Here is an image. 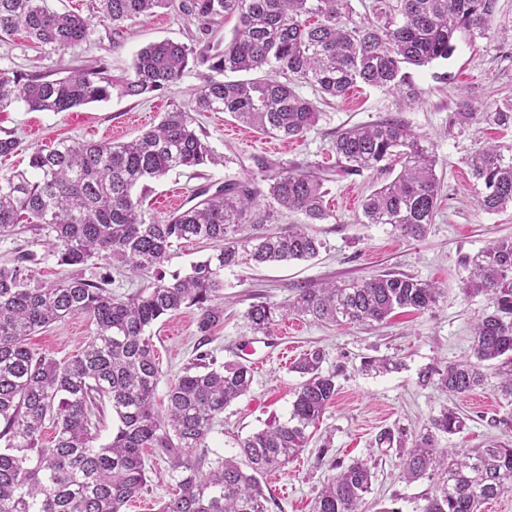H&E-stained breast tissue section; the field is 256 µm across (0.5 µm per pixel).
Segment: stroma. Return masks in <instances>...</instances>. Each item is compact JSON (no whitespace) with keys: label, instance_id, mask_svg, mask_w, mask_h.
I'll list each match as a JSON object with an SVG mask.
<instances>
[{"label":"stroma","instance_id":"obj_1","mask_svg":"<svg viewBox=\"0 0 512 512\" xmlns=\"http://www.w3.org/2000/svg\"><path fill=\"white\" fill-rule=\"evenodd\" d=\"M96 0H46L48 8L74 12L88 18L91 33L78 45L54 50L37 48L24 33L0 39V69L41 73L58 78L72 68L107 63L114 77L129 71L136 52L162 40L194 43L199 26L193 18L160 9L144 20L113 30L96 13ZM446 60L411 68L419 90L414 101L365 85L353 87L341 99L322 105V115L303 139L283 140L263 134L224 112L198 114L196 123L221 161L216 165L169 172L150 182L144 208L150 216L164 219L169 208L159 202L175 197V206L187 208L193 194L209 184L227 180L259 179L291 167H320L329 178L326 197L334 214L326 224L313 225L324 244L318 257L260 267H237L224 273V323L208 344H201L196 313L185 309L160 319L148 330L161 372L156 391L157 406H164L170 383L208 352L218 362L238 360L252 368L251 391L225 409L209 434L212 452L222 456L238 453L237 443L247 435L285 421L294 392L302 381L293 366L312 349H323L324 369L338 370L339 391L334 404L313 429L307 447L284 469L267 474L262 484L273 500L271 512H312L314 498L331 476V463L357 461L374 466L376 478L366 497L367 512H380L394 504L401 512H419L432 481L412 483L400 477V451L377 446L385 430L406 432L413 437L428 426L432 416L451 406L465 419L464 429L454 435H439L438 444L450 448H478L503 435L498 418L512 415V402L497 390L498 378L489 375L486 384L461 397H448L436 386L418 382L422 370L445 367L472 355L473 325L487 312L485 295H465L461 289L468 276L465 257L474 255L491 241L512 237V210L488 213L476 199L482 190L464 163L465 156L489 142L512 145V128L501 129L480 121L464 129L450 128L460 97H469L475 110H491L504 98H512V0H498L486 37L457 38ZM198 70H186L179 84L161 95L129 97L113 93L105 101L67 112H36L23 102L0 111V132L9 131L21 142L17 152L0 157V172L28 165V147L50 146L62 139L78 142L127 141L157 124L163 112L187 102L200 85ZM397 118L432 145L436 174L442 183V203L425 237L403 240L388 226L361 221L360 200L380 180L376 174H340L332 143L339 129ZM34 254L40 277L55 282L69 275L49 255L47 239L34 231L0 237V262ZM386 272L407 274L440 285L444 295L429 311L396 310L386 324L369 328L328 326L291 315L279 320L268 334L253 333L243 314L253 298L281 302L297 287L348 281ZM85 279L109 281L114 295L126 296L146 288L149 278L95 259L84 268ZM94 326L84 316H73L37 329L29 347L65 361L81 350ZM287 349V360L278 352ZM393 356L398 369L374 374L363 371L367 357ZM327 456H320L322 445ZM144 457L149 488L126 507L125 512H154L161 499L169 497L176 482L168 465L152 450Z\"/></svg>","mask_w":512,"mask_h":512}]
</instances>
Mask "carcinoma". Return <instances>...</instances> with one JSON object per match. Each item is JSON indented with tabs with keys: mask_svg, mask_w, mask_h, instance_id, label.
<instances>
[{
	"mask_svg": "<svg viewBox=\"0 0 512 512\" xmlns=\"http://www.w3.org/2000/svg\"><path fill=\"white\" fill-rule=\"evenodd\" d=\"M496 4L371 0L368 15L356 20L351 0H99L100 17L115 28L173 8L199 22L201 37L194 46L168 40L141 48L131 71L117 80L104 63L55 79L0 69V110L22 101L41 112L104 101L114 89L125 96L165 92L187 69H205L189 103L163 113L134 139L33 146L28 168L0 173V237L20 226L45 231L49 254L72 268L46 284L31 268L32 254L0 263V512H123L148 486L145 448L168 463L176 481L158 512H270L261 477L306 447L308 428L336 398L339 371L322 369L320 348L304 354L294 365L303 381L288 419L239 441L245 462L212 458V426L250 391L251 369L240 361L218 365L201 353L194 368L169 385L160 413L154 408L160 371L146 330L191 308L205 343L224 324V270L316 258L323 242L310 225L333 218L325 178L308 167H286L266 178L264 191L250 179L228 180L201 189L199 201L163 220L146 217L144 196L134 189L177 168L219 162L196 130V113L228 112L265 134L299 140L320 119L317 103L342 99L357 84L417 98L406 68L448 59L458 34L485 35ZM228 17L236 18L231 38L211 41L210 26ZM89 30L86 18L51 11L43 0H0V35L23 31L35 44L64 49L85 41ZM227 72L264 76L219 79ZM300 86L313 88L318 98L301 96ZM477 119L512 127V99L476 112L461 98L451 123ZM504 149L488 143L465 158L484 187L478 206L488 213L512 207V155ZM332 150L347 174L388 176L363 199V223L388 225L405 240L426 235L439 208L440 183L424 138L388 118L339 130ZM262 198L302 215L303 223L284 233L250 223ZM192 240L214 244V252L188 275L166 278L171 248ZM95 257L153 282L146 291L117 297L109 282L82 277ZM466 265L462 290L491 301L474 324L472 358L427 370L419 383L434 380L450 397L466 395L485 385V363L499 359L498 390L512 400V238L491 242ZM442 295L433 281L388 273L298 288L281 303L253 301L244 318L263 335L290 314L327 325L371 326L397 309L429 311ZM76 315L88 317L94 331L72 359L59 362L27 346L36 329ZM106 403L119 424L111 441L97 446ZM47 421L55 427L49 445L41 442ZM464 426L458 412L445 408L405 454L406 481L433 480L421 512H478L512 490V441L467 452L438 447L437 434L453 435ZM374 477L366 462L340 469L315 497L313 512H362Z\"/></svg>",
	"mask_w": 512,
	"mask_h": 512,
	"instance_id": "cac0c4a2",
	"label": "carcinoma"
}]
</instances>
